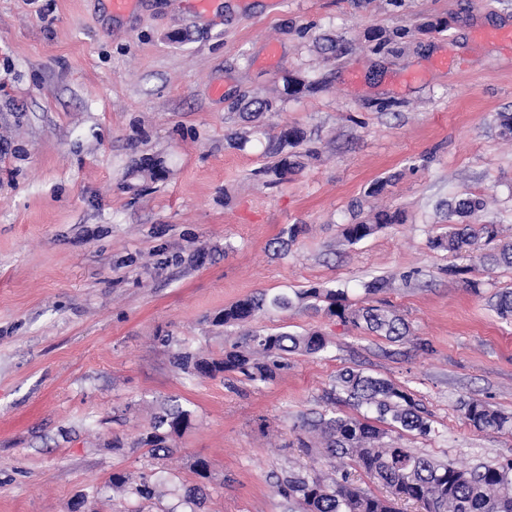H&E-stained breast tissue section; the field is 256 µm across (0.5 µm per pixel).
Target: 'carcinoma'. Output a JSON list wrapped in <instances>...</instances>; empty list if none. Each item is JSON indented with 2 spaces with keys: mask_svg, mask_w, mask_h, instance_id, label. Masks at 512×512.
Instances as JSON below:
<instances>
[{
  "mask_svg": "<svg viewBox=\"0 0 512 512\" xmlns=\"http://www.w3.org/2000/svg\"><path fill=\"white\" fill-rule=\"evenodd\" d=\"M304 142V133L295 127L282 126L270 140V150L278 156L271 166L255 175L277 183L301 166L294 148ZM485 200L471 196L448 203V218L461 221L448 225V232L431 241V247L452 255L467 257L478 242L498 235L494 224H470L466 219L482 211ZM402 222L396 212L385 209L374 213L370 221H354L342 225L341 234L349 243L359 242L390 224ZM326 303L327 315L351 323L392 341L410 335L409 325L393 307L379 302L355 307L347 302L344 292L312 285L293 294L262 292L224 307L214 318L220 326H243L259 315L287 311L302 304L313 307ZM498 314L512 318V291L496 295ZM327 348V339L319 331L293 334L288 331L246 333L245 342H234L224 348L219 357L192 354L180 349L173 352L174 363L182 370L202 377L239 372L252 381L267 382L285 365L290 353L314 355ZM347 399L356 406L366 405L377 413L381 428L365 418L325 412L310 423L320 433L328 454L351 460L357 467L374 476L386 488L390 497L382 498L365 492L331 475L309 477L292 474L280 484V492L296 501L303 512H397L396 504L415 502L423 512H512V460L497 465H464L440 462L419 455L395 443H387L388 429L399 427L420 435L431 432V424L420 404L406 391L388 379L369 375L361 370L347 369L338 378ZM464 419L480 431H501L512 427V419L487 403L476 400L460 402ZM191 424V412L176 401L161 406L138 436L136 445L147 449L157 458L170 453L169 440ZM143 499L160 498V483L148 475L135 481L125 473H114L103 487H93L84 497L94 499L106 490Z\"/></svg>",
  "mask_w": 512,
  "mask_h": 512,
  "instance_id": "obj_1",
  "label": "carcinoma"
}]
</instances>
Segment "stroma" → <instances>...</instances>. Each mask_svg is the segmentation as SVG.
<instances>
[{"mask_svg": "<svg viewBox=\"0 0 512 512\" xmlns=\"http://www.w3.org/2000/svg\"><path fill=\"white\" fill-rule=\"evenodd\" d=\"M397 27L406 42L378 47ZM504 29L512 0H141L120 17L107 0H0V512H71L116 472L151 474L168 493L107 492L92 512H191L182 496L200 483L202 512H300L279 491L297 471L383 494L350 461L297 448L318 413L374 418L338 400L346 368L422 405L431 433L392 429L400 446L457 464L512 459V429L477 430L459 410L473 399L512 416V320L492 306L512 267L429 244L448 229L439 202L466 195L486 202L477 223L499 226L494 248L512 243ZM295 78L308 87L287 95ZM256 99L275 110L254 115ZM287 123L314 153L270 185L255 136ZM380 209L402 223L343 241L341 224ZM290 224L306 230L286 246ZM375 277L408 340L302 305L252 327L317 330L328 347L289 355L271 381L172 363L174 349L218 356L241 340L211 322L239 299L320 284L360 306ZM170 399L192 425L153 458L136 439Z\"/></svg>", "mask_w": 512, "mask_h": 512, "instance_id": "1", "label": "stroma"}]
</instances>
